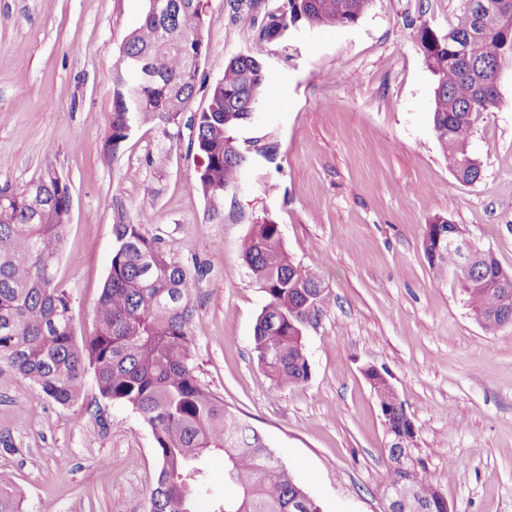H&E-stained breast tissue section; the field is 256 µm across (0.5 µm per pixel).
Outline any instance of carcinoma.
I'll use <instances>...</instances> for the list:
<instances>
[{"label":"carcinoma","mask_w":512,"mask_h":512,"mask_svg":"<svg viewBox=\"0 0 512 512\" xmlns=\"http://www.w3.org/2000/svg\"><path fill=\"white\" fill-rule=\"evenodd\" d=\"M140 24L127 36L112 73L109 142L117 151L127 127L171 124L197 91L193 63L203 0H167L157 15L145 0ZM372 0H283L266 13L261 37L269 42L301 24L310 28L356 22ZM488 9L440 32L417 31L427 68L437 77L433 128L457 181L474 184L482 165L468 151L475 125L500 104L498 78L512 67V0H476ZM263 63L251 55L231 58L213 83L206 106L190 117L195 137L188 152L197 160L190 188L206 202V219L224 223V194L256 151L267 159L275 143L241 140L268 84ZM69 184L42 172L0 193V367L29 381L45 401L70 406L92 374L100 396L130 407L151 428L159 469L150 512H320L307 489L268 447L262 435L201 386L192 365L194 296L206 265L174 261L158 237L121 220L112 225L115 247L95 308L94 333L79 342L70 319V296L55 283V264L69 225ZM453 237L461 227L443 216L426 225L425 256L434 275L453 274L475 319L488 332L512 318V272L492 252L466 262L454 249H437V231ZM267 302L254 327V352L280 387L308 381L306 324L323 313L322 281L300 272L288 257L279 225L253 227L242 254ZM412 424L402 401L385 418L389 437ZM224 455V488L208 480L207 459ZM413 497L437 502V489L420 465L412 471ZM24 497L0 478V512H23Z\"/></svg>","instance_id":"1"}]
</instances>
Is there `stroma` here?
Wrapping results in <instances>:
<instances>
[{
  "label": "stroma",
  "instance_id": "obj_1",
  "mask_svg": "<svg viewBox=\"0 0 512 512\" xmlns=\"http://www.w3.org/2000/svg\"><path fill=\"white\" fill-rule=\"evenodd\" d=\"M205 86L239 54L259 58L266 94L239 138L273 140L252 155L224 197V221L204 219L188 153L189 116L134 127L108 144L112 70L145 0H0V186L65 177L71 223L56 283L71 297L77 337L93 333L117 217L162 240L171 257L205 263L194 304L200 384L267 440L322 512H385L389 436L363 375L389 372L411 417L414 454L449 512H512V325L487 332L453 276L424 254L438 215L464 226L512 271V67L498 109L469 150L483 175L458 182L433 131L436 78L417 43L447 31L460 0H372L357 22L260 37L282 0H205ZM271 220L299 270L319 275L329 304L305 333L307 382L279 387L260 366L253 329L266 297L242 252L253 224ZM0 472L26 512H149L159 462L150 427L110 403L86 377L62 407L0 369Z\"/></svg>",
  "mask_w": 512,
  "mask_h": 512
}]
</instances>
